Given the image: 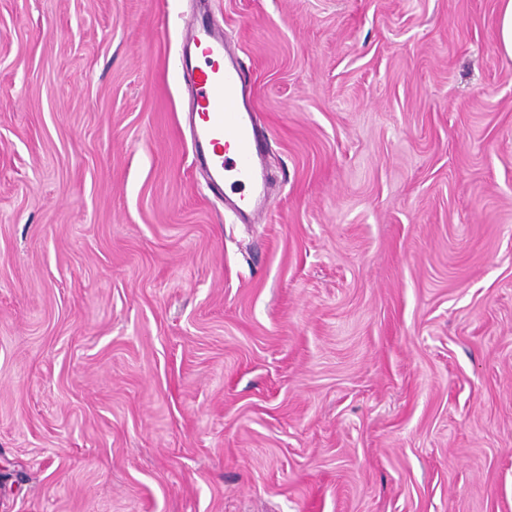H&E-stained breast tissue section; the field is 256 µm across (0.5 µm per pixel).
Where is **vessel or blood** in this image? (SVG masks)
I'll return each instance as SVG.
<instances>
[{
    "label": "vessel or blood",
    "mask_w": 512,
    "mask_h": 512,
    "mask_svg": "<svg viewBox=\"0 0 512 512\" xmlns=\"http://www.w3.org/2000/svg\"><path fill=\"white\" fill-rule=\"evenodd\" d=\"M182 49V79L192 93L186 121L195 163L216 190L251 188L252 200L230 203L246 215L267 202L249 76L236 44L208 16L183 31Z\"/></svg>",
    "instance_id": "1"
}]
</instances>
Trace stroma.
<instances>
[{
  "mask_svg": "<svg viewBox=\"0 0 512 512\" xmlns=\"http://www.w3.org/2000/svg\"><path fill=\"white\" fill-rule=\"evenodd\" d=\"M239 40L270 178L191 164ZM500 0H0V512H512ZM182 49V79L192 93L186 121L195 163L218 191L224 190L226 179L231 180V188L252 189L254 199L244 201L242 195L229 203L245 216L267 202L249 76L236 44L224 38L207 15L183 31ZM196 56L203 58L204 66L195 64Z\"/></svg>",
  "mask_w": 512,
  "mask_h": 512,
  "instance_id": "obj_1",
  "label": "stroma"
}]
</instances>
